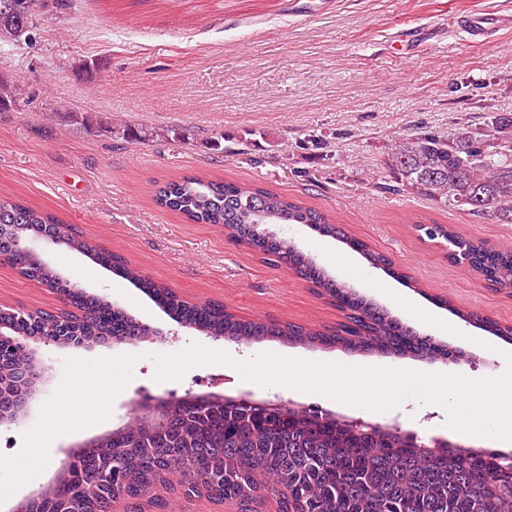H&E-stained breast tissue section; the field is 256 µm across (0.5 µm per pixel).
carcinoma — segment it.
Instances as JSON below:
<instances>
[{
    "mask_svg": "<svg viewBox=\"0 0 512 512\" xmlns=\"http://www.w3.org/2000/svg\"><path fill=\"white\" fill-rule=\"evenodd\" d=\"M0 0V42L27 41L49 4L66 0ZM21 93L0 79V111L20 106ZM397 190L426 196L450 208L467 207L480 217L512 223V118L492 117L491 125L445 137L431 130L397 138L391 148ZM156 202L198 224L224 226L230 242L245 245L293 269L320 294L347 311L349 323L327 333L272 320H244L217 302L192 304L129 266L120 256L73 232L66 247L86 254L135 282L180 326L213 338L246 343L277 340L313 347H341L354 353L418 356L445 349L417 333L332 278L298 249L278 226L305 224L324 237L342 238L375 267L394 275L392 261L348 237L327 217L301 202L264 188L184 176L155 190ZM60 221L52 214L0 197V261L27 279L62 295L74 313L0 314L12 325L13 340L0 341V382L9 408L12 393L34 368L27 343L34 336L59 335L69 323L74 336L136 340L151 330L120 309L84 295L70 280L32 259L17 242L53 236ZM430 240L448 246V256L484 278L512 287V251L494 250L458 235L446 224H429ZM512 463L488 452L428 450L401 446L396 436L373 429L356 435L317 413L285 414L274 408L235 404L199 405L183 397L168 405L159 428L136 421L123 432L83 448L69 476L54 493L29 504V512H110L114 496L153 495L160 512H172L167 495L221 499L252 512L257 491L276 499L279 512H512Z\"/></svg>",
    "mask_w": 512,
    "mask_h": 512,
    "instance_id": "obj_1",
    "label": "carcinoma"
}]
</instances>
